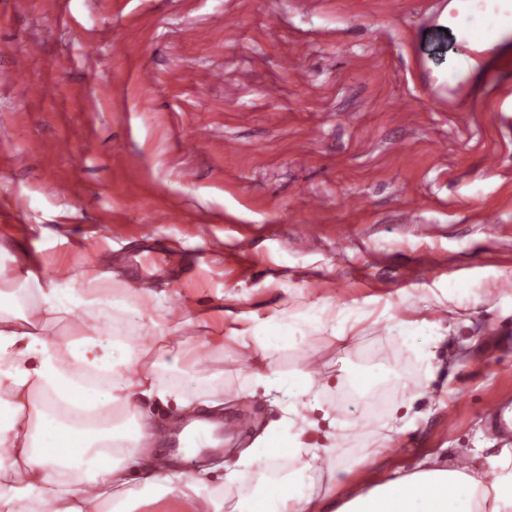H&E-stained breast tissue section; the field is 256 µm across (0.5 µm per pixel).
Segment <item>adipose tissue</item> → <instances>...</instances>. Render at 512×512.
Listing matches in <instances>:
<instances>
[{
  "instance_id": "adipose-tissue-1",
  "label": "adipose tissue",
  "mask_w": 512,
  "mask_h": 512,
  "mask_svg": "<svg viewBox=\"0 0 512 512\" xmlns=\"http://www.w3.org/2000/svg\"><path fill=\"white\" fill-rule=\"evenodd\" d=\"M477 37L490 43L512 36V0L484 5ZM0 246V512H15L28 501L41 512H136L140 501L158 502L179 495L206 504L208 512H512V452L487 463L471 459L468 471L426 468L395 478H366L346 495L328 493L314 499L312 475L335 473L332 449L312 446L306 411L318 403L342 411L353 404L359 388L372 385L373 373L361 363L343 361L335 385L298 367L276 368L271 349L288 339L297 323L330 331L342 338L364 319L359 307L333 309L327 300L303 311L271 307L244 314L229 335L254 366L244 392L263 388L283 415L271 423L251 448L242 452L224 481L211 485L193 473H165L138 449L150 435V422L139 410L141 399H175L190 406L182 391L185 363L192 351L178 336L158 343L150 369H142L144 312L127 291L96 289L105 273L97 264L82 266L81 278L65 274L52 280L19 262L5 264ZM126 313L124 329L101 328L114 312ZM81 315L83 332L65 346L51 338L50 323ZM392 340L406 353L393 366L394 384L383 386L364 416L368 425L357 441L379 453L403 427L394 405L398 387L419 382L432 369L441 340L435 322L400 319ZM113 407L126 412L119 427L97 424L95 416ZM80 470L70 484L67 471ZM135 470L137 490L127 489L126 473Z\"/></svg>"
}]
</instances>
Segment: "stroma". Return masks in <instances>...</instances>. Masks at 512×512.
I'll use <instances>...</instances> for the list:
<instances>
[{
  "instance_id": "35a3bbf8",
  "label": "stroma",
  "mask_w": 512,
  "mask_h": 512,
  "mask_svg": "<svg viewBox=\"0 0 512 512\" xmlns=\"http://www.w3.org/2000/svg\"><path fill=\"white\" fill-rule=\"evenodd\" d=\"M444 0H0V245L44 277L76 276L97 254L106 288L151 299L147 336L210 324L190 337L201 362L188 393L231 432L237 451L280 416L242 392L245 357L224 320L325 299L370 315L344 338L297 327L279 369L336 380L348 358L387 373L399 357L385 310L446 331L432 379L407 386L410 427L376 455L353 452L365 425L348 416L314 495L366 474L454 468L499 454L483 413L512 401V130L495 102L512 87V46L495 45L480 83L434 105L438 54H466L438 22ZM37 66L18 71L30 43ZM207 138H197L199 128ZM234 151H226V142ZM26 160L18 164L15 154ZM169 221H154L157 212ZM315 228L310 244L302 239ZM467 278L453 308L433 295ZM174 451L175 402L142 400Z\"/></svg>"
}]
</instances>
